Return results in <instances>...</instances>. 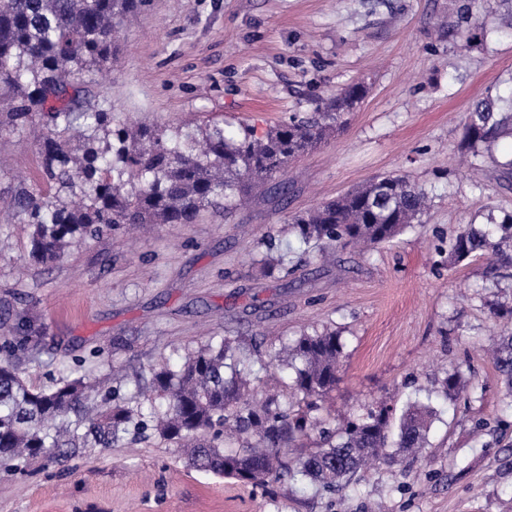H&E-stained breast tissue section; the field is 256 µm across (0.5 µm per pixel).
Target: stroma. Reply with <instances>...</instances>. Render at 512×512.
Segmentation results:
<instances>
[{
    "mask_svg": "<svg viewBox=\"0 0 512 512\" xmlns=\"http://www.w3.org/2000/svg\"><path fill=\"white\" fill-rule=\"evenodd\" d=\"M468 0H144L121 23L119 50L85 74L83 103L164 134L220 127L235 139L314 111L353 80L363 103L321 148L250 197L232 217L140 224L74 244L58 261L25 262L30 227L0 223V343L28 383L86 376L129 395L184 349L213 336L280 341L337 330L347 357L328 397L364 412L431 401L429 446L413 465L358 474L353 490L289 479L269 491L187 465L181 448L143 433L124 444L25 473L0 469V512H512V407L486 353L512 320L490 314L512 282L485 287L484 259L449 265L437 245L462 224L512 214V136L472 156L464 119L487 93L512 94V0L472 14L482 44L461 47ZM38 148L0 132V203L39 189ZM385 173L430 197L421 224L367 254L317 261L279 234L288 215ZM275 239H268V232ZM284 268L259 265L268 245ZM462 370L469 390L444 399L436 376Z\"/></svg>",
    "mask_w": 512,
    "mask_h": 512,
    "instance_id": "stroma-1",
    "label": "stroma"
}]
</instances>
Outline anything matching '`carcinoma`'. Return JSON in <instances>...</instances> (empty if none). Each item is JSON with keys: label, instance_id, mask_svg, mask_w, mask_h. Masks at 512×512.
Returning <instances> with one entry per match:
<instances>
[{"label": "carcinoma", "instance_id": "carcinoma-1", "mask_svg": "<svg viewBox=\"0 0 512 512\" xmlns=\"http://www.w3.org/2000/svg\"><path fill=\"white\" fill-rule=\"evenodd\" d=\"M143 0H0V96L14 104L0 127L24 132L42 123L39 173L50 192L23 190L17 207L31 227L28 260L47 264L74 241L124 224H193L202 211L229 218L253 192L285 175L297 157L340 128L341 114L367 94L361 81L336 90L317 115L293 117L258 137L244 127L236 140L220 128L165 135L141 123L132 129L98 110L75 106V76L102 69L116 27ZM512 134V95H487L466 116L464 145L472 152ZM425 191L388 175L286 219L283 230L326 257L348 245L367 250L390 243L420 222ZM485 257L512 267V215L478 228L463 224L448 238V262ZM237 341L209 339L182 364L153 372L150 394L119 400L82 377L49 389L29 385L10 360H0V462L13 470L38 457L112 448L132 432L153 430L185 448L189 466L266 489L288 478L340 491L372 462L416 458L429 445L436 411L412 403L401 414L380 404L357 416L320 417L336 388L344 344L317 329L270 352L272 365L292 370L296 401L249 394L252 367ZM493 358L512 399V333L494 341ZM452 396L458 371L438 380Z\"/></svg>", "mask_w": 512, "mask_h": 512}]
</instances>
